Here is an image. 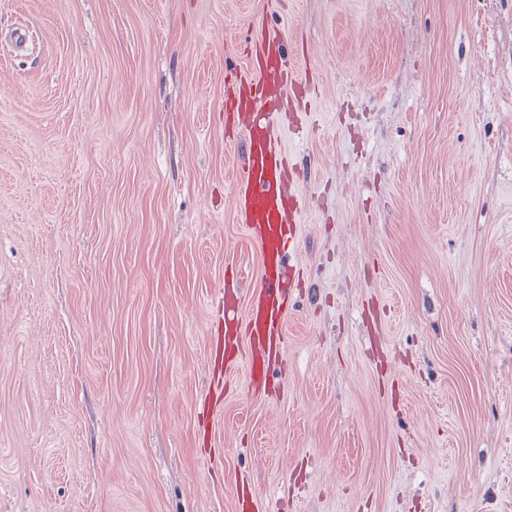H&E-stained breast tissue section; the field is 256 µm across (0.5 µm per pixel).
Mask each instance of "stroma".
<instances>
[{"label":"stroma","instance_id":"1","mask_svg":"<svg viewBox=\"0 0 512 512\" xmlns=\"http://www.w3.org/2000/svg\"><path fill=\"white\" fill-rule=\"evenodd\" d=\"M255 21L313 85L301 284L281 366L207 418L214 296L262 283L224 129ZM248 483L251 512H512V0H0V512Z\"/></svg>","mask_w":512,"mask_h":512}]
</instances>
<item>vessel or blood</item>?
I'll return each mask as SVG.
<instances>
[{
  "instance_id": "1",
  "label": "vessel or blood",
  "mask_w": 512,
  "mask_h": 512,
  "mask_svg": "<svg viewBox=\"0 0 512 512\" xmlns=\"http://www.w3.org/2000/svg\"><path fill=\"white\" fill-rule=\"evenodd\" d=\"M244 50L248 66L229 78L224 118L237 124L244 143L234 176L237 206L241 223L260 249L263 281L250 295L243 318L235 317L234 303L216 297L218 322L211 357L218 366L213 379L223 384L225 373L233 368L224 359L225 348L247 340L249 379L259 386L267 382L279 361L293 286L284 259L294 247L292 228L304 207L291 190L272 116L284 100L302 97L305 82L297 65L285 55L279 29L254 28Z\"/></svg>"
}]
</instances>
